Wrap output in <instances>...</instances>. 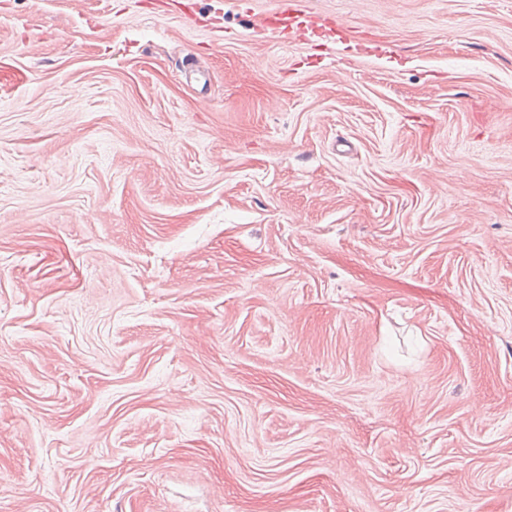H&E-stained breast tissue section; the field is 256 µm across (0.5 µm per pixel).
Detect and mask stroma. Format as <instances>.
I'll return each mask as SVG.
<instances>
[{
  "label": "stroma",
  "instance_id": "1",
  "mask_svg": "<svg viewBox=\"0 0 512 512\" xmlns=\"http://www.w3.org/2000/svg\"><path fill=\"white\" fill-rule=\"evenodd\" d=\"M0 0V512H512V0ZM295 6L294 1L278 0L276 10L271 12L265 19H276L280 23L281 33L286 39H288V33H294L295 38L301 40L302 35L306 34L305 31H309V27L307 25L303 26V22L298 21V15H292L290 11L294 10Z\"/></svg>",
  "mask_w": 512,
  "mask_h": 512
}]
</instances>
